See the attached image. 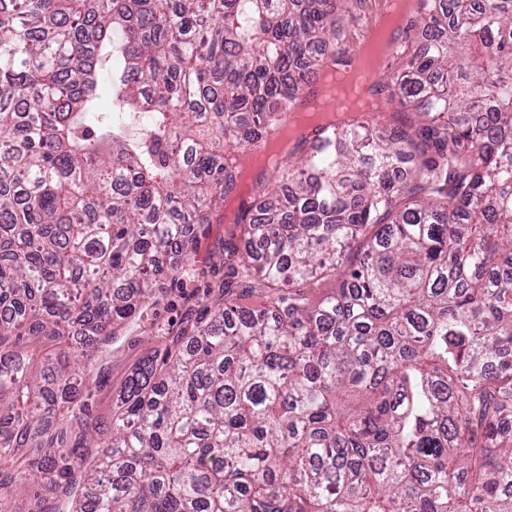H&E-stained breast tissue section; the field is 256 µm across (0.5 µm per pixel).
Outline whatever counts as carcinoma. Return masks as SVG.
<instances>
[{
  "mask_svg": "<svg viewBox=\"0 0 512 512\" xmlns=\"http://www.w3.org/2000/svg\"><path fill=\"white\" fill-rule=\"evenodd\" d=\"M424 2L380 85L414 122H327L225 243L266 302L203 306L106 421L99 347L352 66L362 0H0V512L18 479L36 512H512V0Z\"/></svg>",
  "mask_w": 512,
  "mask_h": 512,
  "instance_id": "cac0c4a2",
  "label": "carcinoma"
}]
</instances>
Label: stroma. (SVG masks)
I'll return each instance as SVG.
<instances>
[{
	"label": "stroma",
	"mask_w": 512,
	"mask_h": 512,
	"mask_svg": "<svg viewBox=\"0 0 512 512\" xmlns=\"http://www.w3.org/2000/svg\"><path fill=\"white\" fill-rule=\"evenodd\" d=\"M281 179L279 169L263 175L249 173L237 192L197 237V254L189 264V274L173 276L162 272L153 283V295L117 337L103 345L93 369L91 402L102 416L112 411V397L126 376L151 350L164 349L171 331L194 319L203 305L218 301L225 288L239 293L241 301L257 307L265 301V289L256 286L245 292V282L233 275L224 263V244L235 229L234 220L241 201H253L259 186L272 187Z\"/></svg>",
	"instance_id": "35a3bbf8"
}]
</instances>
